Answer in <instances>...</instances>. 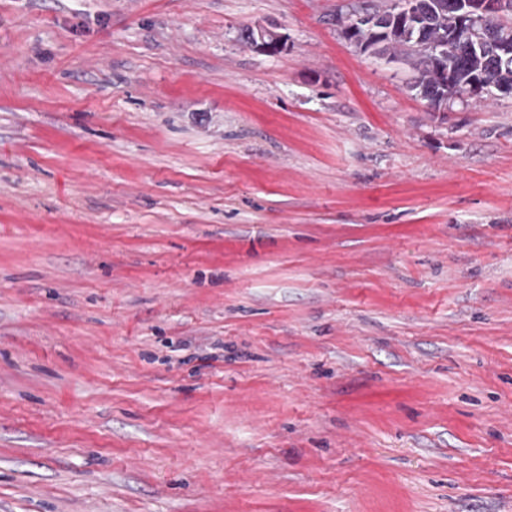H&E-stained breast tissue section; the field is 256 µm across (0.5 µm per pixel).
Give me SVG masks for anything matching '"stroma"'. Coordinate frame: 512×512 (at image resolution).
Here are the masks:
<instances>
[{
	"instance_id": "35a3bbf8",
	"label": "stroma",
	"mask_w": 512,
	"mask_h": 512,
	"mask_svg": "<svg viewBox=\"0 0 512 512\" xmlns=\"http://www.w3.org/2000/svg\"><path fill=\"white\" fill-rule=\"evenodd\" d=\"M395 2L0 0V512H512V95ZM446 0H423L424 18L420 27L422 45H416L413 39L404 36L403 31H392L379 39L374 52L395 57L398 54H409L414 57L413 69L415 77L410 83V90L419 96L438 94L445 98L446 103L454 97H463L474 82L476 84L471 95L477 96L484 92L512 94V83H491L498 80L512 81L511 70H499L494 61L495 44L487 43L483 52L472 53L465 49L463 40L470 51L480 49L483 43L493 36L484 24L485 15L498 14L510 9L509 1L485 0L478 9H469L464 16L469 18L467 26L462 31V39L450 38L448 29L450 20L448 13L457 15L464 11L465 1L448 0V11L444 9ZM437 44L441 47V56H435L424 46ZM442 69H448L450 79L442 75ZM414 18L420 20L419 12L413 11L412 6H408L407 16H403L402 11H395V8H391L388 11L382 13H372L367 18L370 20L371 26H386L395 21L404 22L407 27V31H415L414 25L408 22V18ZM241 37L253 49L268 55L279 54L286 48V41L280 33L261 24L244 26Z\"/></svg>"
}]
</instances>
